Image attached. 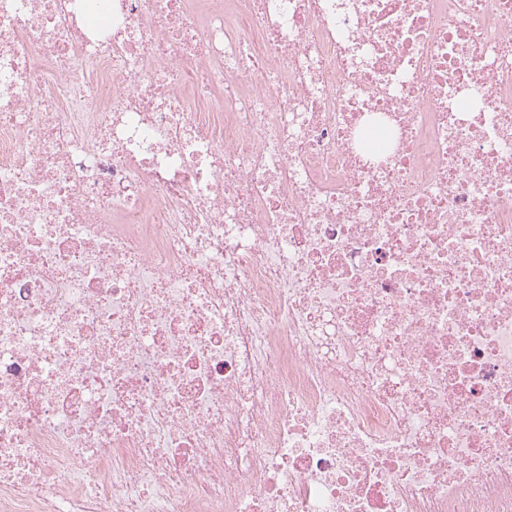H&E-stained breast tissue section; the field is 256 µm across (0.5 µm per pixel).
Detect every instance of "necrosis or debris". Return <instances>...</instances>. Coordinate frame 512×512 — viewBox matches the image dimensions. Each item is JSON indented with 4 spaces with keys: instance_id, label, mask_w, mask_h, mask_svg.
Segmentation results:
<instances>
[{
    "instance_id": "necrosis-or-debris-1",
    "label": "necrosis or debris",
    "mask_w": 512,
    "mask_h": 512,
    "mask_svg": "<svg viewBox=\"0 0 512 512\" xmlns=\"http://www.w3.org/2000/svg\"><path fill=\"white\" fill-rule=\"evenodd\" d=\"M203 3L0 0V512H512V0Z\"/></svg>"
}]
</instances>
